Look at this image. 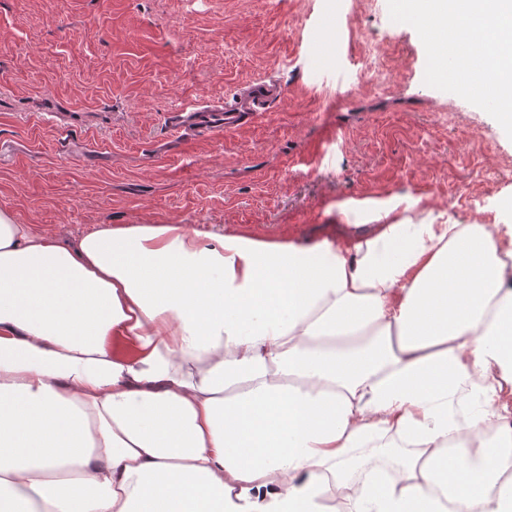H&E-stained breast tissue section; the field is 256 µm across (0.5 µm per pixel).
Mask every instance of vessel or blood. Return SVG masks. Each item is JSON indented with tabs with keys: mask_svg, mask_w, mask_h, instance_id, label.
<instances>
[{
	"mask_svg": "<svg viewBox=\"0 0 512 512\" xmlns=\"http://www.w3.org/2000/svg\"><path fill=\"white\" fill-rule=\"evenodd\" d=\"M278 94L276 86L258 82L249 85L241 99L193 111L171 112L168 125L182 136L221 133L244 125L251 113L264 111Z\"/></svg>",
	"mask_w": 512,
	"mask_h": 512,
	"instance_id": "b4317fda",
	"label": "vessel or blood"
}]
</instances>
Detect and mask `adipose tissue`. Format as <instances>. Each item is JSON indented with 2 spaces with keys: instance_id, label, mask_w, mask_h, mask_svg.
Here are the masks:
<instances>
[{
  "instance_id": "adipose-tissue-1",
  "label": "adipose tissue",
  "mask_w": 512,
  "mask_h": 512,
  "mask_svg": "<svg viewBox=\"0 0 512 512\" xmlns=\"http://www.w3.org/2000/svg\"><path fill=\"white\" fill-rule=\"evenodd\" d=\"M402 204L353 201L374 230L336 246L0 210V512H327L388 439L419 453L349 512H512V448L448 419L512 385V247Z\"/></svg>"
}]
</instances>
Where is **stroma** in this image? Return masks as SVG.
<instances>
[{"label":"stroma","instance_id":"35a3bbf8","mask_svg":"<svg viewBox=\"0 0 512 512\" xmlns=\"http://www.w3.org/2000/svg\"><path fill=\"white\" fill-rule=\"evenodd\" d=\"M425 66L388 0H0V209L68 243L183 224L336 244L360 222L345 202L393 196L415 222L512 225V139ZM256 82L284 98L171 133L173 108Z\"/></svg>","mask_w":512,"mask_h":512}]
</instances>
